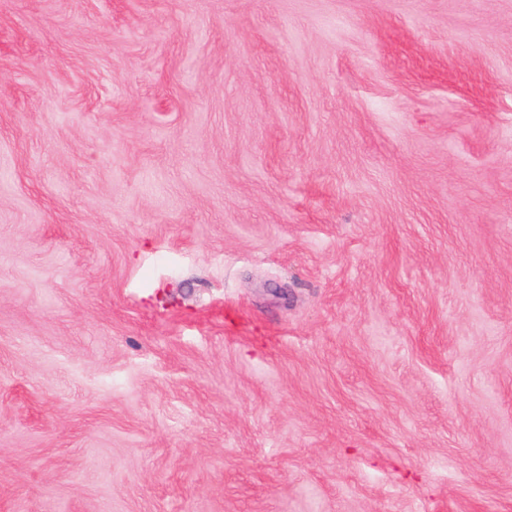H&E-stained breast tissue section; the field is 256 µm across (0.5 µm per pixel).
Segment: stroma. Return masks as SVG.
<instances>
[{
  "mask_svg": "<svg viewBox=\"0 0 512 512\" xmlns=\"http://www.w3.org/2000/svg\"><path fill=\"white\" fill-rule=\"evenodd\" d=\"M0 512H512V0H0Z\"/></svg>",
  "mask_w": 512,
  "mask_h": 512,
  "instance_id": "obj_1",
  "label": "stroma"
}]
</instances>
